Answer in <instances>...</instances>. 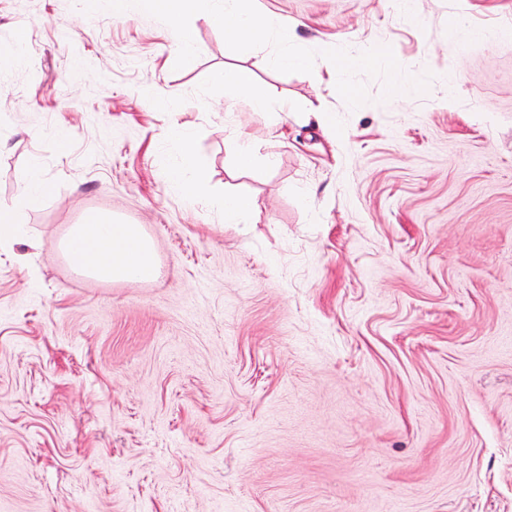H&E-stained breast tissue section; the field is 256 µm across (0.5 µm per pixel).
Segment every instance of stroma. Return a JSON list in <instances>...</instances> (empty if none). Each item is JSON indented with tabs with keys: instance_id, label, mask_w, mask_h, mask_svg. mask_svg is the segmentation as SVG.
Masks as SVG:
<instances>
[{
	"instance_id": "35a3bbf8",
	"label": "stroma",
	"mask_w": 512,
	"mask_h": 512,
	"mask_svg": "<svg viewBox=\"0 0 512 512\" xmlns=\"http://www.w3.org/2000/svg\"><path fill=\"white\" fill-rule=\"evenodd\" d=\"M255 3L303 48L390 46L428 92L371 79L353 111L322 61L279 73L201 20L179 69L141 10L0 0V46L24 32L0 54L24 234L0 245V512H512V0ZM91 213L141 225L159 277L79 275L60 242ZM224 81V88L232 99H243L251 112L262 116L269 133H273L279 124L277 112H271L269 103L265 98L253 92V76L250 71L238 68L224 69L221 76ZM174 142L185 158V165L178 173V180L188 187L204 182L207 178V173L193 162L189 139L180 133L176 135ZM224 208V221L228 224H245L250 220L252 203L238 195L224 197L222 203Z\"/></svg>"
}]
</instances>
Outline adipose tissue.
<instances>
[{
    "label": "adipose tissue",
    "mask_w": 512,
    "mask_h": 512,
    "mask_svg": "<svg viewBox=\"0 0 512 512\" xmlns=\"http://www.w3.org/2000/svg\"><path fill=\"white\" fill-rule=\"evenodd\" d=\"M223 81L232 98L244 100L251 111L262 116L268 131L276 130L279 115L271 111L265 98L254 93L250 71L225 69ZM66 247L82 271L101 280L138 281L156 271L155 253L141 226L116 223L106 214H90L75 225Z\"/></svg>",
    "instance_id": "1"
}]
</instances>
